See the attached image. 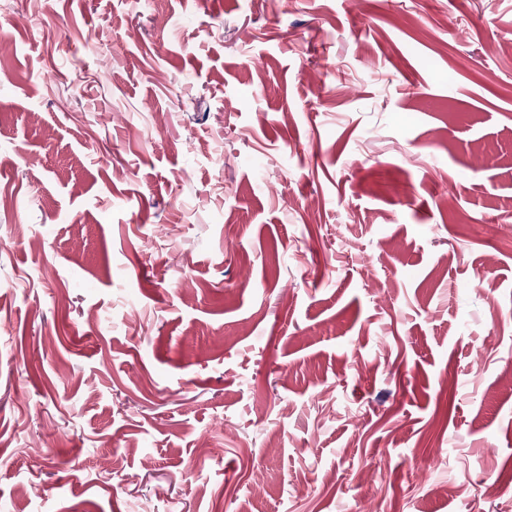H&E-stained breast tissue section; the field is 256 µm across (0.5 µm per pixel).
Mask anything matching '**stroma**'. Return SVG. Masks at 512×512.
Here are the masks:
<instances>
[{
	"mask_svg": "<svg viewBox=\"0 0 512 512\" xmlns=\"http://www.w3.org/2000/svg\"><path fill=\"white\" fill-rule=\"evenodd\" d=\"M512 0H0V512H512Z\"/></svg>",
	"mask_w": 512,
	"mask_h": 512,
	"instance_id": "obj_1",
	"label": "stroma"
}]
</instances>
